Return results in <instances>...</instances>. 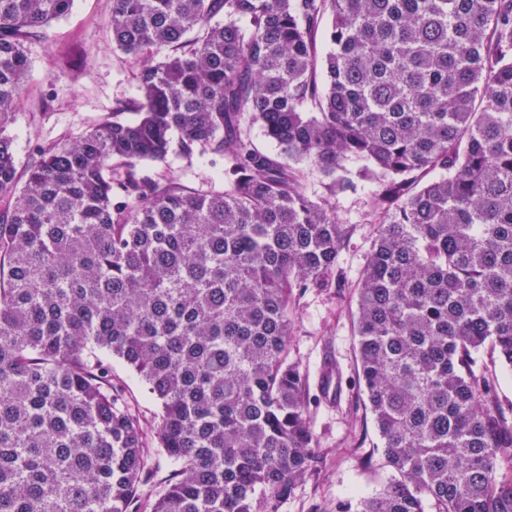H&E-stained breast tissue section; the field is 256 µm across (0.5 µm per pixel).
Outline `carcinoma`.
I'll use <instances>...</instances> for the list:
<instances>
[{
    "label": "carcinoma",
    "instance_id": "cac0c4a2",
    "mask_svg": "<svg viewBox=\"0 0 512 512\" xmlns=\"http://www.w3.org/2000/svg\"><path fill=\"white\" fill-rule=\"evenodd\" d=\"M73 2L0 0V512H139L152 449L114 359L176 465L151 512H279L319 472L290 310L341 284L349 228L303 158L383 216L355 333L394 478L339 512H512V403L476 357L512 368V0H112L140 97L20 178L27 44ZM175 130L224 185L143 173ZM112 373L123 386L128 407L140 416L146 426L147 442L154 446V417L159 411L156 400L148 393L140 377L119 361H113Z\"/></svg>",
    "mask_w": 512,
    "mask_h": 512
}]
</instances>
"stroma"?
Returning a JSON list of instances; mask_svg holds the SVG:
<instances>
[{
	"label": "stroma",
	"mask_w": 512,
	"mask_h": 512,
	"mask_svg": "<svg viewBox=\"0 0 512 512\" xmlns=\"http://www.w3.org/2000/svg\"><path fill=\"white\" fill-rule=\"evenodd\" d=\"M112 0H74L72 9L53 21L45 38L28 45L26 90L16 105L9 133L19 166H26L37 146L75 139L111 114L120 101L139 96L137 59L116 51L108 20ZM303 187L315 200H327L350 227L340 255V287L301 295L290 312L289 357L317 384L326 364L339 372L335 398L311 406L309 420L324 457L320 473L297 484L280 512H336L340 504L381 491L393 476L381 441L366 412L359 387L355 309L358 283L377 236L380 215L368 200L373 183L358 182L355 191L329 195L315 165L304 160ZM145 173L181 178L191 188L222 184V161L211 155L183 158L171 151L166 162L148 163ZM112 372L123 386L129 408L145 426L159 411L140 377L121 362Z\"/></svg>",
	"instance_id": "stroma-1"
}]
</instances>
